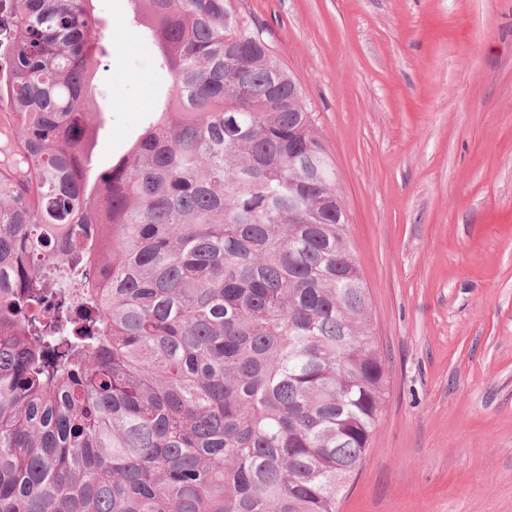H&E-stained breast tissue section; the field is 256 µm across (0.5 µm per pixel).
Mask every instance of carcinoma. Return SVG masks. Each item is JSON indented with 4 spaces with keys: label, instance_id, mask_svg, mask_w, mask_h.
I'll list each match as a JSON object with an SVG mask.
<instances>
[{
    "label": "carcinoma",
    "instance_id": "obj_1",
    "mask_svg": "<svg viewBox=\"0 0 512 512\" xmlns=\"http://www.w3.org/2000/svg\"><path fill=\"white\" fill-rule=\"evenodd\" d=\"M0 14V512H338L388 393L336 172L231 0H130L158 111L97 171L92 0Z\"/></svg>",
    "mask_w": 512,
    "mask_h": 512
}]
</instances>
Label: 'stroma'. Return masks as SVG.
I'll return each instance as SVG.
<instances>
[{
    "label": "stroma",
    "instance_id": "stroma-1",
    "mask_svg": "<svg viewBox=\"0 0 512 512\" xmlns=\"http://www.w3.org/2000/svg\"><path fill=\"white\" fill-rule=\"evenodd\" d=\"M94 166L166 80L96 0ZM334 163L389 392L339 512H512V0H234Z\"/></svg>",
    "mask_w": 512,
    "mask_h": 512
}]
</instances>
